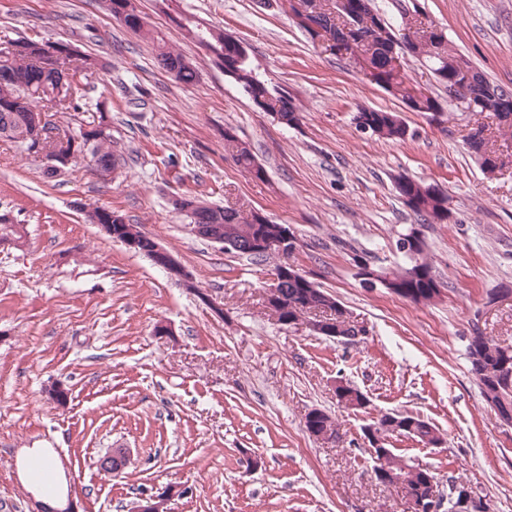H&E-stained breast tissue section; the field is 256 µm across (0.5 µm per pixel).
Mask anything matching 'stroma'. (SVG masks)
Wrapping results in <instances>:
<instances>
[{"label": "stroma", "instance_id": "1", "mask_svg": "<svg viewBox=\"0 0 512 512\" xmlns=\"http://www.w3.org/2000/svg\"><path fill=\"white\" fill-rule=\"evenodd\" d=\"M443 29L490 82L512 91V0H404ZM169 45L192 58L199 82L182 85L157 65L151 43L96 0H0V38L72 42L112 64L88 77L107 102L126 149L119 176L102 182L79 157L46 179L41 162L0 140V215L20 224L22 245L0 247V512H31L18 473L26 448L55 453L79 512H129L141 494L189 487L169 512H406L378 483L365 436L382 413L424 416L442 442L392 445L428 468L440 493L470 484L488 512H512V426L483 400L466 358L472 327L512 344V155L495 176L465 148L498 120L480 112L405 111L400 101L318 53L277 7L258 0H177L176 12L223 28L248 46L262 78L293 94L300 121L287 127L185 38L157 0H138ZM401 113L406 141L360 131L359 109ZM249 144L267 171L246 175L225 133ZM406 176L443 189L447 223L425 224L395 188ZM245 205L288 225L292 264L363 325L357 343L280 325L263 306L272 261L224 252L192 235L178 197ZM104 206L140 225L193 276L195 290L84 219ZM418 230L442 296L430 305L363 283L355 256L393 269L398 239ZM499 295L488 305L489 295ZM167 325L168 335L156 332ZM368 398L338 404L337 381ZM61 386L65 408L47 395ZM314 409L340 438L305 428ZM131 460L107 478L106 452Z\"/></svg>", "mask_w": 512, "mask_h": 512}]
</instances>
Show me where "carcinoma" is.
Segmentation results:
<instances>
[{"mask_svg": "<svg viewBox=\"0 0 512 512\" xmlns=\"http://www.w3.org/2000/svg\"><path fill=\"white\" fill-rule=\"evenodd\" d=\"M102 8L118 20L128 31L156 44V60L163 70L174 74L178 81L192 85L199 79V72L192 61L182 53L168 46L158 32L151 29L146 18L138 9L135 0H101ZM321 27L332 34H341L351 26L357 35L341 41V48L348 54L349 65L369 79L403 105H415L418 112H441L443 104L432 94H424L419 87L407 82L405 67L408 60L423 61L437 83L450 87L466 82L475 94V111L489 112L499 121V126L512 132V92L488 81L484 73L469 60L456 53L448 43L445 31H428L421 27L405 8L387 20L372 6L371 0H324L320 4ZM185 36L196 42L204 38L212 61H222L230 78L239 85L249 100H256L261 111L271 115L280 124L293 126L300 120V108L291 94L263 79L257 73L252 60H243L239 52V40L224 33L220 28L201 25L187 18L179 20ZM406 32L410 46L408 59L401 64L394 63L393 37ZM110 64L100 57L81 51L69 58L71 84L65 93L58 92L61 74L41 58L27 52L0 54V138L14 143L26 154L33 153L36 141L30 138L29 115L51 109L55 118V129L67 138L68 147L78 154L90 156L89 165L100 164L122 167L126 158L118 142L112 137V122L106 119L101 102L87 101L85 87L80 78L88 77ZM31 100L24 112L16 111L13 105L23 94ZM90 113L77 124H64L60 120L61 110ZM357 125H366L378 130L377 138L386 141H402L407 137V126L396 112L364 109L357 112ZM224 141L231 149L238 166L251 177L262 180L265 169L256 165L250 146L224 133ZM489 156L480 153V145L467 144L468 149L480 160L484 173L493 175L504 166V160L497 150L489 146V139H483ZM395 187L405 205L418 217L436 224L448 222V195H438L431 185L408 177L400 176ZM198 213L208 224H265L267 233L274 234L278 224L267 216L259 215L254 208L241 206H218L200 201ZM418 247L406 254L408 267L401 271L380 273L393 293L408 298L417 304H432L441 296V285L433 267L424 254V241L417 239ZM282 307L288 321L296 323L312 313L336 312V324L342 327L340 334L357 341L355 327L338 308V302L329 294L317 288L306 276L296 274L288 279L287 287L281 289ZM466 353L470 372L476 380L484 401L489 406L512 408V378L500 373L499 365L504 360L512 361V345H502L485 336L476 328L468 337ZM399 431H384L386 437L395 434L424 445L441 441L439 429L432 423L420 421L409 414H396ZM413 467L410 461L396 453L386 458L382 465L384 475L376 480L393 487L408 500H418L430 492L423 482H398L393 477L404 469Z\"/></svg>", "mask_w": 512, "mask_h": 512, "instance_id": "1", "label": "carcinoma"}]
</instances>
